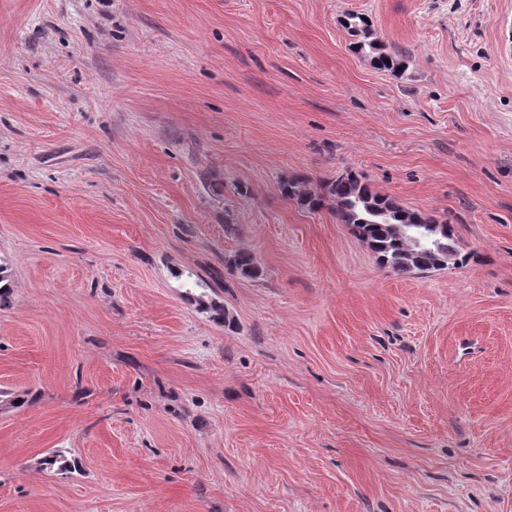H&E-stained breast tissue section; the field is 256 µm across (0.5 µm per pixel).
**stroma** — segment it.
<instances>
[{"instance_id": "35a3bbf8", "label": "stroma", "mask_w": 512, "mask_h": 512, "mask_svg": "<svg viewBox=\"0 0 512 512\" xmlns=\"http://www.w3.org/2000/svg\"><path fill=\"white\" fill-rule=\"evenodd\" d=\"M0 266V512H512V0H0ZM345 25L350 30L352 36H359L360 40L354 43L356 51H365L368 47V55L371 57L375 68L382 71H388L392 74H398V67H401L402 49L387 51L381 40L374 37L371 21L362 13H348ZM390 60V64H387ZM365 179L346 170L313 188L309 177L293 174L281 179L279 190L311 213L333 205L338 219L352 227L378 263L397 274L445 269L450 260L456 265L463 262L449 221L434 213L410 210L376 192ZM444 225L449 229L441 231Z\"/></svg>"}]
</instances>
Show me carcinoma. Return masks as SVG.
<instances>
[{
	"label": "carcinoma",
	"instance_id": "cac0c4a2",
	"mask_svg": "<svg viewBox=\"0 0 512 512\" xmlns=\"http://www.w3.org/2000/svg\"><path fill=\"white\" fill-rule=\"evenodd\" d=\"M345 25L352 35L360 37L355 49L368 51L375 68L398 74L402 51L386 50L374 37L372 23L364 14H347ZM279 190L311 213L333 206L338 219L352 227L355 237L374 253L378 263L397 274L446 269L450 260L462 262L449 221L402 206L376 192L361 174L346 170L315 188L309 177L293 174L281 179ZM228 263L244 279L258 275L247 253L234 254Z\"/></svg>",
	"mask_w": 512,
	"mask_h": 512
}]
</instances>
